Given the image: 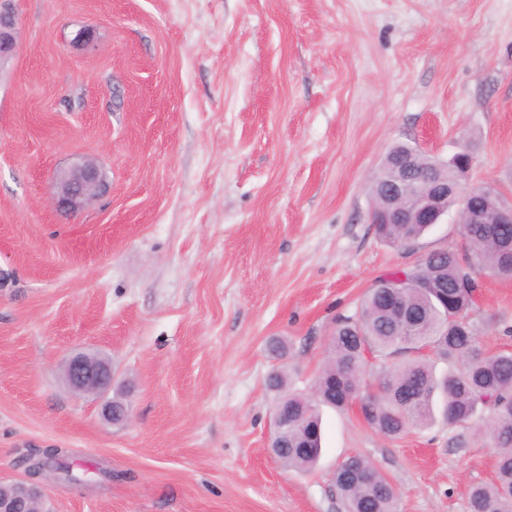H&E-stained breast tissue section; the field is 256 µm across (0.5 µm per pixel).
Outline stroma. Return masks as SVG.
<instances>
[{
    "label": "stroma",
    "mask_w": 512,
    "mask_h": 512,
    "mask_svg": "<svg viewBox=\"0 0 512 512\" xmlns=\"http://www.w3.org/2000/svg\"><path fill=\"white\" fill-rule=\"evenodd\" d=\"M0 66V479L68 449L51 512H343L359 454L399 512H469L497 449L486 415L392 439L322 407L314 473L268 451L276 369L311 394L339 318L380 276L467 245L455 212L396 248L368 215L397 144L512 199V0H14ZM91 37L77 39L79 30ZM98 161L78 213L55 174ZM471 318L512 348V280L486 273ZM288 340L287 357L268 351ZM77 352L108 358L129 418L72 392ZM112 469L101 485L99 464ZM13 0L0 1V63L12 58L17 50V16ZM66 452L61 448H34L26 455V461L30 463L28 465L33 466L30 471L31 475H37L38 469L45 467L50 464H55L58 467L68 471L70 473L71 481H78V475L73 471V467L69 462L65 460ZM34 464V465H32Z\"/></svg>",
    "instance_id": "35a3bbf8"
}]
</instances>
